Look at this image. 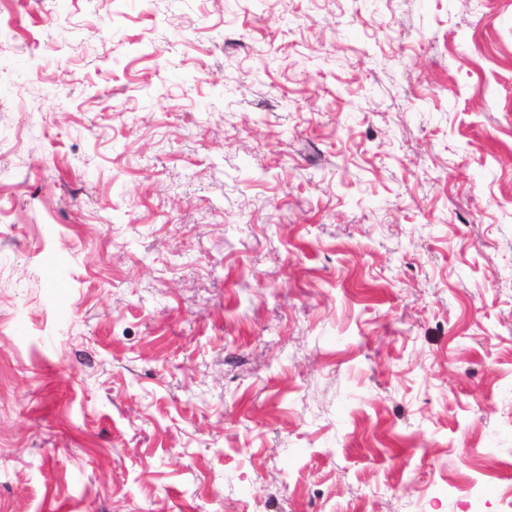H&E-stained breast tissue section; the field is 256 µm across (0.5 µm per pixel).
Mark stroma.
<instances>
[{"label":"stroma","instance_id":"1","mask_svg":"<svg viewBox=\"0 0 512 512\" xmlns=\"http://www.w3.org/2000/svg\"><path fill=\"white\" fill-rule=\"evenodd\" d=\"M5 512H512V0H0Z\"/></svg>","mask_w":512,"mask_h":512}]
</instances>
